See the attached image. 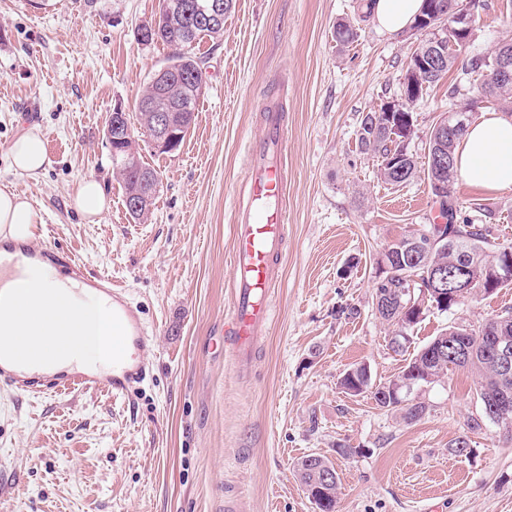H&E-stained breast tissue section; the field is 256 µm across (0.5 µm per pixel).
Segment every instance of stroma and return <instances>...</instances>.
I'll return each instance as SVG.
<instances>
[{"label":"stroma","mask_w":512,"mask_h":512,"mask_svg":"<svg viewBox=\"0 0 512 512\" xmlns=\"http://www.w3.org/2000/svg\"><path fill=\"white\" fill-rule=\"evenodd\" d=\"M361 0H233L224 35L188 52L206 61L197 117L180 148L143 146L160 175L147 222H135L105 145L115 105L135 113L171 47L143 44L138 28L160 0H0V190L38 211L34 243L59 245L111 276L138 305L155 339L151 371L129 401L101 391L39 397L0 391V512H318L294 465L333 460L337 512H512V440L494 425L467 433L479 414L476 376L453 368L418 391L428 411L408 424L340 379L356 365L394 379L404 361L375 311L377 260L392 241L437 223L425 175L402 186L378 180L362 152L363 113L403 98L416 38L360 21L337 46V22ZM476 22L471 51L512 38L502 0ZM469 91L461 67L414 108L410 149L452 111L449 85ZM279 107L288 151V246L272 292V320L247 368L224 351L232 306V215L247 176L249 141L266 107ZM47 162L17 171L11 151L30 129ZM102 185L109 209L85 220L80 183ZM495 208L492 231L512 245V189L456 186L463 216L474 199ZM512 308V286L478 294L411 331L410 353L454 324L479 325ZM469 435L468 454L449 449ZM355 453L337 457V445Z\"/></svg>","instance_id":"stroma-1"}]
</instances>
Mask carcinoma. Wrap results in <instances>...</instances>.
I'll list each match as a JSON object with an SVG mask.
<instances>
[{
	"label": "carcinoma",
	"mask_w": 512,
	"mask_h": 512,
	"mask_svg": "<svg viewBox=\"0 0 512 512\" xmlns=\"http://www.w3.org/2000/svg\"><path fill=\"white\" fill-rule=\"evenodd\" d=\"M207 0H181L184 12L176 18H166L157 29L149 32V43L161 42L168 46H189L197 40L209 36L219 38L224 35V28L218 29L202 24L197 19V5ZM441 9L440 16L434 20L439 37L436 49L440 52L437 72L422 71L415 82L420 91L438 84L457 64H462L465 72L474 77L472 86L474 97L458 98L459 91L452 87L448 96L458 99L456 107L469 112L473 111L476 103L482 99H492L498 103L506 114L512 115V83L500 84L494 78V71L499 54L505 48L512 51V40H505L490 54H472L461 58L473 41L474 30H462L457 24L450 5L452 0H434ZM333 37L339 46L353 43L357 37L356 25L351 21L336 24ZM166 84L168 97H153L154 83H149L138 101L139 127L128 125L130 138L147 136L151 130L152 120L148 110L142 107L146 100H153V105L161 109H170L172 102H177L180 117L185 119L186 127L183 134H188L195 121L196 103L203 85L204 61L195 57L177 54L168 58ZM419 97L405 100V111L393 113V119H388L381 112L370 111L363 114L356 131L360 148L367 154L378 158V175L382 182L401 186L411 181L418 172L417 159L409 149L410 141L415 134L413 106ZM465 130H450L442 139L429 142L434 150L445 154L450 163L448 167L433 170L430 162L424 163L423 172L427 176L430 193L434 203L441 213L448 214V223L452 224V234L448 239L432 248L424 231L419 230L405 235L392 242L384 250L380 261L383 268L376 286L375 305L379 317L389 325L406 331L415 326L431 307L441 308L440 297L436 296L437 283L429 276L430 266L442 264L446 267L448 287L455 289L460 285L452 283L459 277L464 262L466 271L464 278L472 283L473 293L469 296L454 298L448 294V308L463 303L467 298L475 297L483 292L492 293L499 288L512 285V275L500 278L499 272L512 268V246H502L491 237L488 223L495 219V211L484 203L473 204V209L484 217L485 223L475 224L468 219H458V208L455 197L457 181L455 150L462 139ZM398 157V164H391V158ZM124 188L125 197L135 192L149 196L150 203H155L160 178L156 170L146 165L142 158H137L133 169L118 167ZM417 286L418 296L411 297V286ZM499 336L512 338V308L485 320L479 326L451 325L439 336L430 341L446 344L447 354L442 360L428 356L429 345L422 347L409 362L402 367L399 375H404L409 368L422 371L425 375L441 377L452 367H469L476 373V395L480 403L482 420L474 418L467 420V431L475 432L482 428L481 421H489L512 438V411L508 417L500 420L485 414L487 407L497 405L505 391L512 392V380L504 383L496 368L491 355L485 354L487 346ZM341 388L349 393L365 389L369 391L376 405L385 410L397 413L401 419L410 424L421 419L427 412L428 406L412 398H406L402 393L390 391V384L372 383L371 375L366 367L358 366L347 370L340 381ZM333 467V462L326 457L307 455L296 464V475L308 494L309 499L316 505L319 512H336L339 477H334L330 483L324 481L323 472Z\"/></svg>",
	"instance_id": "1"
}]
</instances>
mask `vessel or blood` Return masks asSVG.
I'll return each instance as SVG.
<instances>
[{
	"label": "vessel or blood",
	"instance_id": "vessel-or-blood-1",
	"mask_svg": "<svg viewBox=\"0 0 512 512\" xmlns=\"http://www.w3.org/2000/svg\"><path fill=\"white\" fill-rule=\"evenodd\" d=\"M286 151L285 133L278 112L266 114L252 154V181L242 191L243 204L234 215L232 254L233 306L224 320V334L234 360L248 361L271 320V287L276 278L286 239L285 224L288 182L282 162ZM64 264L70 270V286L88 292L112 309L113 317L129 329L112 351V372H80L46 378L28 376L0 367V389L19 394L41 389L105 390L125 398L146 378V360L155 342L136 306L109 276L86 270L61 248H40L31 243L0 239V282L10 278L21 283L40 278L49 268Z\"/></svg>",
	"mask_w": 512,
	"mask_h": 512
}]
</instances>
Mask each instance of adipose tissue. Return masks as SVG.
Instances as JSON below:
<instances>
[{
    "label": "adipose tissue",
    "mask_w": 512,
    "mask_h": 512,
    "mask_svg": "<svg viewBox=\"0 0 512 512\" xmlns=\"http://www.w3.org/2000/svg\"><path fill=\"white\" fill-rule=\"evenodd\" d=\"M424 0H372V18L396 34L421 14ZM459 178L470 188H512V120L488 112L469 125L457 148ZM39 217L23 197L0 192V237L31 238ZM124 326L97 299L66 308L55 289L32 282L23 293L0 287V366L30 375L111 370L114 337Z\"/></svg>",
    "instance_id": "ef3b65f1"
}]
</instances>
